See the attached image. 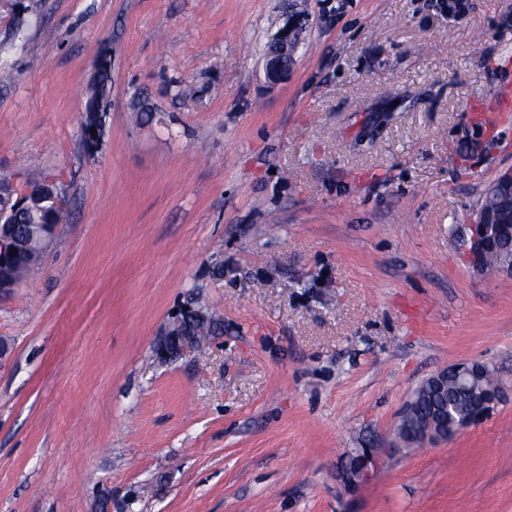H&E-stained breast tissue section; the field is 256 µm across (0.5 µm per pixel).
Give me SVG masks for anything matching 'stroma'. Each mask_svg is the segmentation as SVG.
Wrapping results in <instances>:
<instances>
[{"label": "stroma", "mask_w": 512, "mask_h": 512, "mask_svg": "<svg viewBox=\"0 0 512 512\" xmlns=\"http://www.w3.org/2000/svg\"><path fill=\"white\" fill-rule=\"evenodd\" d=\"M1 66L0 177L36 162L69 220L0 296V512H512V275L465 258L512 168V124L477 121L512 104V0H0ZM197 306L216 333L158 359ZM462 362L501 399L404 447ZM367 444L388 462L346 486ZM301 35L302 28L287 25L271 38L265 54V73L270 82L278 81L293 66Z\"/></svg>", "instance_id": "obj_1"}]
</instances>
